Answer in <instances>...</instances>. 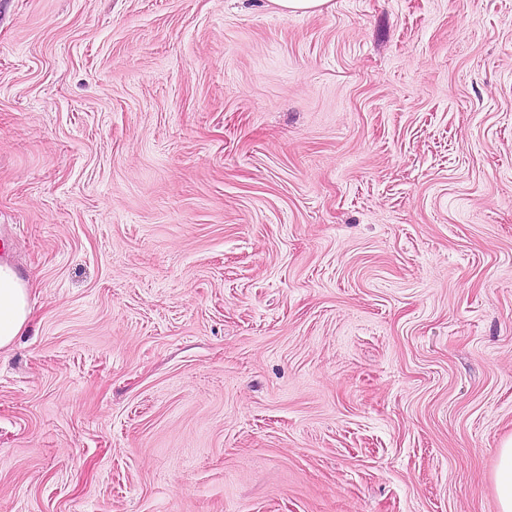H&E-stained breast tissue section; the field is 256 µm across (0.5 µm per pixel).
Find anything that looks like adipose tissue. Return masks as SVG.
Returning a JSON list of instances; mask_svg holds the SVG:
<instances>
[{"label": "adipose tissue", "mask_w": 512, "mask_h": 512, "mask_svg": "<svg viewBox=\"0 0 512 512\" xmlns=\"http://www.w3.org/2000/svg\"><path fill=\"white\" fill-rule=\"evenodd\" d=\"M31 324L30 288L15 266L0 262V350Z\"/></svg>", "instance_id": "adipose-tissue-1"}]
</instances>
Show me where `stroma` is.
Segmentation results:
<instances>
[{
  "label": "stroma",
  "mask_w": 512,
  "mask_h": 512,
  "mask_svg": "<svg viewBox=\"0 0 512 512\" xmlns=\"http://www.w3.org/2000/svg\"><path fill=\"white\" fill-rule=\"evenodd\" d=\"M0 512H498L512 0H0ZM284 15L321 12L329 0H270ZM29 284L15 266L0 262V350L9 347L31 324Z\"/></svg>",
  "instance_id": "1"
}]
</instances>
